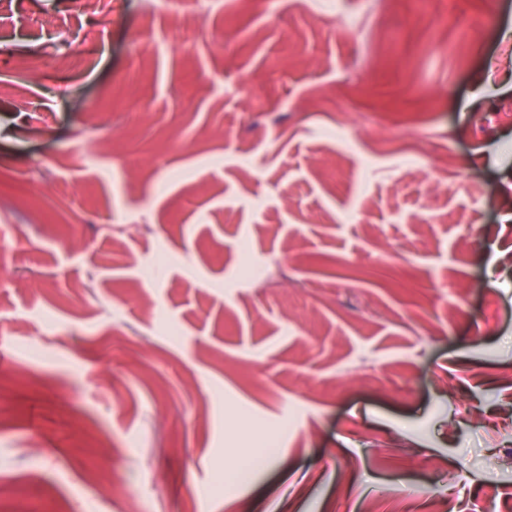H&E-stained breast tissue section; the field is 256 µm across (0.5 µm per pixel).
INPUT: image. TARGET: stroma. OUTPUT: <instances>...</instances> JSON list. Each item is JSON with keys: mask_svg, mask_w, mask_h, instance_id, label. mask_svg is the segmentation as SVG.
<instances>
[{"mask_svg": "<svg viewBox=\"0 0 512 512\" xmlns=\"http://www.w3.org/2000/svg\"><path fill=\"white\" fill-rule=\"evenodd\" d=\"M207 2L0 0V488L512 512V0Z\"/></svg>", "mask_w": 512, "mask_h": 512, "instance_id": "stroma-1", "label": "stroma"}]
</instances>
